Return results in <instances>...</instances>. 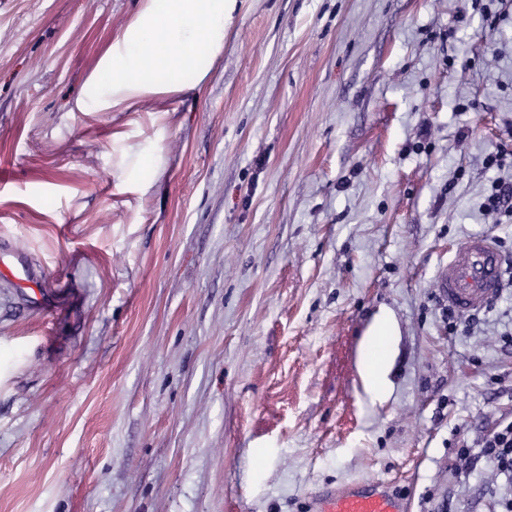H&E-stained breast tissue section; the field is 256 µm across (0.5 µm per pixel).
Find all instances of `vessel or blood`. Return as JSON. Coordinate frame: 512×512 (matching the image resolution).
I'll use <instances>...</instances> for the list:
<instances>
[{
    "label": "vessel or blood",
    "mask_w": 512,
    "mask_h": 512,
    "mask_svg": "<svg viewBox=\"0 0 512 512\" xmlns=\"http://www.w3.org/2000/svg\"><path fill=\"white\" fill-rule=\"evenodd\" d=\"M503 258L488 237H470L448 257L438 274L442 301L459 313L483 308L502 286ZM30 289L31 311L45 312L51 307L43 287L28 259L8 243H0V278ZM314 512H410L407 500L394 495L381 481H356L341 492L311 497Z\"/></svg>",
    "instance_id": "obj_1"
}]
</instances>
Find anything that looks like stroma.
Instances as JSON below:
<instances>
[{"label": "stroma", "instance_id": "1", "mask_svg": "<svg viewBox=\"0 0 512 512\" xmlns=\"http://www.w3.org/2000/svg\"><path fill=\"white\" fill-rule=\"evenodd\" d=\"M148 5L0 0V239L76 291L42 316L0 281V512H309L361 479L495 512L512 485L456 452L512 421V0H237L125 91ZM475 234L503 287L452 329L436 275ZM493 192L487 197L484 205L485 209L491 213H505L512 215V186L496 183L493 186ZM378 336H386V346L378 356H371L368 352L369 346ZM394 336L395 327L391 318L382 314L375 319L361 342L359 372L367 392L372 397L381 398L385 393Z\"/></svg>", "mask_w": 512, "mask_h": 512}]
</instances>
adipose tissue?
<instances>
[{"instance_id": "adipose-tissue-1", "label": "adipose tissue", "mask_w": 512, "mask_h": 512, "mask_svg": "<svg viewBox=\"0 0 512 512\" xmlns=\"http://www.w3.org/2000/svg\"><path fill=\"white\" fill-rule=\"evenodd\" d=\"M236 0H150L144 16L129 26L126 37L135 51L124 57L112 74L113 84L136 88L166 79L169 73L187 68L200 52L210 49L213 37ZM394 338L389 316H378L367 330L359 352V372L367 392L382 397L391 351L369 353L377 337Z\"/></svg>"}]
</instances>
